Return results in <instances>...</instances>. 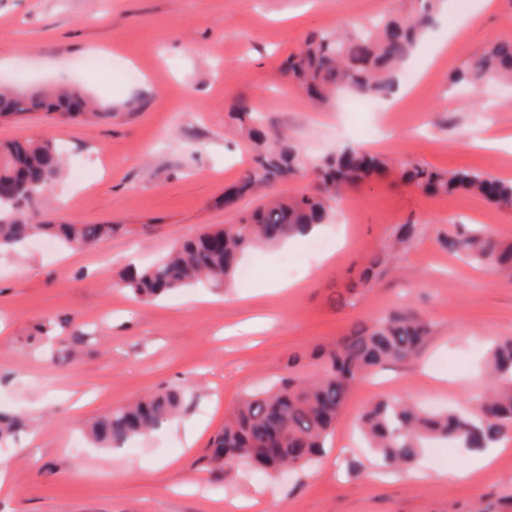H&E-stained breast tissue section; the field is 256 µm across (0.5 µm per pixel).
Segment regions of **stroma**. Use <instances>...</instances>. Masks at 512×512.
Instances as JSON below:
<instances>
[{
  "label": "stroma",
  "mask_w": 512,
  "mask_h": 512,
  "mask_svg": "<svg viewBox=\"0 0 512 512\" xmlns=\"http://www.w3.org/2000/svg\"><path fill=\"white\" fill-rule=\"evenodd\" d=\"M407 8L406 0H0V79L20 88L67 79L121 109L109 123L40 113L0 120V141L47 132L66 145L53 200L59 218L113 227L83 250L40 239L0 251V408L25 419L0 446V512H230L229 499L250 496L262 501L254 512H475L512 494V450L451 483L442 475L463 450L443 462L423 451V475L413 478L384 466L356 430L382 396L477 413L488 349L512 338V280L455 257L441 240L475 225L510 242L512 212L466 192L429 195L393 175L371 178L318 233L327 252L299 237L249 253V286L188 288L152 303L122 286L128 265L234 223L271 193L303 189L298 180L263 186L225 208V190L255 155L230 111L239 100L311 158L358 145L512 179V151L479 146L488 132L512 135V83L490 80L474 95L448 83L490 41L512 40V0H444L399 71L396 113L381 100L359 111L353 94L321 108L283 78V60L309 34ZM100 56L116 67L97 69ZM132 100L137 109L125 111ZM77 168L95 176L76 192ZM403 224L416 234L391 249ZM380 254L385 264L362 282ZM401 305L430 324L428 345L352 389L321 457L282 476L240 463L226 475L212 471L209 445L245 394L277 382L293 355L300 373L315 372L317 347ZM74 335L82 343L64 349ZM450 353L463 356L462 368L438 372ZM180 385L189 391L177 419L116 451L90 445L93 419Z\"/></svg>",
  "instance_id": "stroma-1"
}]
</instances>
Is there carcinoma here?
Returning <instances> with one entry per match:
<instances>
[{
	"instance_id": "carcinoma-1",
	"label": "carcinoma",
	"mask_w": 512,
	"mask_h": 512,
	"mask_svg": "<svg viewBox=\"0 0 512 512\" xmlns=\"http://www.w3.org/2000/svg\"><path fill=\"white\" fill-rule=\"evenodd\" d=\"M443 0H412L398 17L368 25L345 23L309 38L283 65L290 83L321 106L345 90L389 99L398 89L397 72L433 27ZM488 80L512 81V41L494 40L450 76L453 85L477 90ZM257 151L224 195L234 207L261 185L274 186L315 174L300 193L261 204L234 224L203 232L176 245L156 262L122 278L134 296L151 301L194 283L220 288L234 282L240 258L262 246H276L304 235L311 224L331 220L335 204L356 184L389 173L426 194L466 191L504 211H512V180L476 170H439L415 161L399 162L373 151L345 147L306 166L296 147L269 133L265 116L250 104L234 105ZM43 112L60 123L112 121L116 109L99 104L78 86L30 90L0 84V119ZM60 146L48 134L0 143V248L17 247L47 236L77 250L112 235L110 224L58 223L35 210L49 200L61 177ZM449 252L512 275V243L479 229L444 238ZM431 335L430 325L412 308L401 306L369 326H357L318 353L319 371L303 376L288 365V376L270 389L247 394L214 437L208 462L223 473L245 459L265 473L282 467L302 469L325 448L336 430L351 390L390 363L417 356ZM487 389L478 399L479 414L430 413L414 403L385 397L371 403L360 419L367 447L388 467L418 461L425 444L442 441L469 451L506 436L512 428V339L497 342L486 364ZM182 387L143 397L91 422L88 434L100 448L125 445L174 419L182 410ZM23 426L21 418L0 413V441Z\"/></svg>"
}]
</instances>
